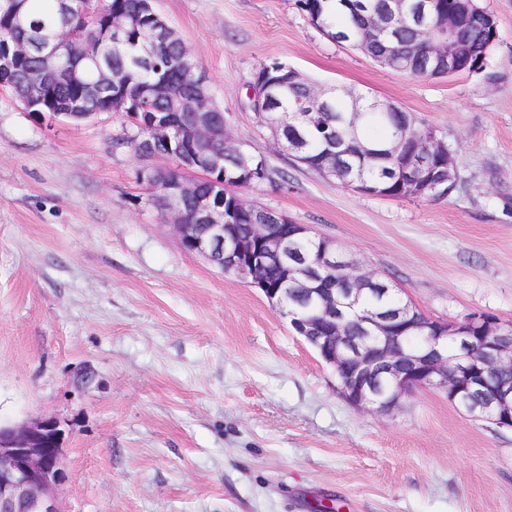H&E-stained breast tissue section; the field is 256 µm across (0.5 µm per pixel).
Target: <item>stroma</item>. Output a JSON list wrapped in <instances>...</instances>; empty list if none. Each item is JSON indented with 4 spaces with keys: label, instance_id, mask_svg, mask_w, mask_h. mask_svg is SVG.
<instances>
[{
    "label": "stroma",
    "instance_id": "stroma-1",
    "mask_svg": "<svg viewBox=\"0 0 512 512\" xmlns=\"http://www.w3.org/2000/svg\"><path fill=\"white\" fill-rule=\"evenodd\" d=\"M481 69L416 79L316 28L296 0H154L234 140L264 157L250 202L309 224L448 322L512 324V0H479ZM391 102L438 130L445 197L342 187L274 149L248 106L259 65ZM122 112L81 121L0 93V425L56 420L62 512H512V429L437 389L379 415L260 289L187 251L150 202Z\"/></svg>",
    "mask_w": 512,
    "mask_h": 512
}]
</instances>
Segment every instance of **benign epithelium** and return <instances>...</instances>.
Returning a JSON list of instances; mask_svg holds the SVG:
<instances>
[{"label":"benign epithelium","instance_id":"benign-epithelium-1","mask_svg":"<svg viewBox=\"0 0 512 512\" xmlns=\"http://www.w3.org/2000/svg\"><path fill=\"white\" fill-rule=\"evenodd\" d=\"M154 27L155 40L171 43L178 34L159 14ZM402 19L417 31L408 45L392 44L378 59L384 68L407 72L419 64L429 78L475 71L479 66L468 62L466 45L456 36L461 22L457 12H441L435 0H387L385 8L365 17L364 31L392 39L393 21ZM130 20L121 14L111 16L107 28L112 38L124 37ZM76 39L68 26L47 36L21 39L13 51L0 53V71L34 57L39 61V81L46 88L64 78L63 56ZM82 58L96 63L99 77L82 87L73 100L57 103L56 116L87 119L97 111L90 108L103 94L111 63L103 61L93 46L84 47ZM271 88L250 85V103L264 116ZM330 90L321 88L310 94L304 104L310 122L331 104ZM173 111L194 113L192 124L180 131L167 117H153L150 132L167 145L190 144L189 154L169 150L168 156L179 167L175 183L167 179L166 167L141 171L140 178L162 196L167 222L177 230L185 249L198 252L216 267L240 275L260 289L273 305L283 306L282 288L270 285L268 269L276 267L306 301H317V311L304 317L287 310L294 332L302 337L323 362L345 375L343 398L351 405L377 414H389L399 408L404 396L420 389L445 391L448 402L472 418L486 420L499 428L512 429V380L494 379L490 370L512 372V338L501 335L503 324L484 312H473L463 321H441L425 315L411 302L397 308L360 314L355 310L367 283L382 277L366 269L346 254H336V243L315 233L307 224H254L242 234L235 224L225 221L224 199L240 197L237 179L227 175V155L235 157L234 166L252 171L256 181L268 177L265 164L237 146L229 133L224 116L215 114L213 104L170 98ZM404 142L390 141L367 149L373 158L402 153ZM422 172L407 182L408 193L421 198L437 187L432 162L439 160L447 169L448 185L456 186L454 157L445 139L431 130L423 145ZM212 189L202 193L200 181ZM193 199L187 213L181 200ZM317 239L322 250L312 258L302 256L297 242ZM341 273L346 288L336 291L329 283ZM353 317L360 322L361 335L345 336L342 323ZM462 345L460 355L448 356V343ZM63 433L57 422L39 419L19 427L0 426V512H62L55 497V487L64 476Z\"/></svg>","mask_w":512,"mask_h":512}]
</instances>
